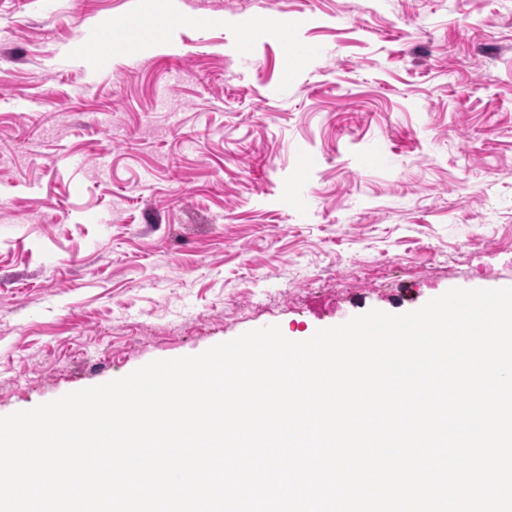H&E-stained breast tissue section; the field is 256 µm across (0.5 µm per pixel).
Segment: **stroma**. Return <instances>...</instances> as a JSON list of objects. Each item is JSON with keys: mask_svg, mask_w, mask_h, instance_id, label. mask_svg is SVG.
I'll list each match as a JSON object with an SVG mask.
<instances>
[{"mask_svg": "<svg viewBox=\"0 0 512 512\" xmlns=\"http://www.w3.org/2000/svg\"><path fill=\"white\" fill-rule=\"evenodd\" d=\"M504 286L512 0H0V416ZM97 42V36L89 35L83 31L75 34L72 50L76 56L83 60L90 68L97 70L102 68L100 58L91 52Z\"/></svg>", "mask_w": 512, "mask_h": 512, "instance_id": "1", "label": "stroma"}]
</instances>
